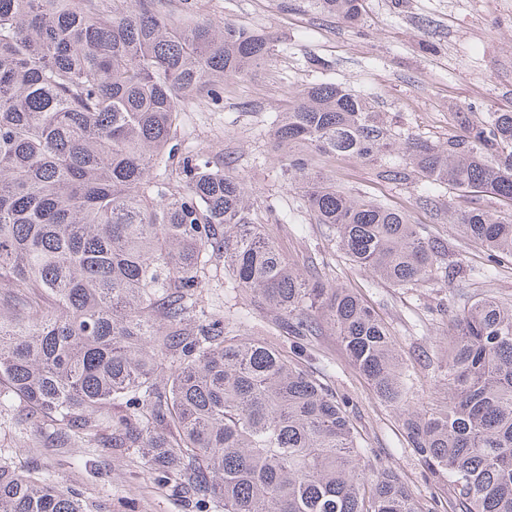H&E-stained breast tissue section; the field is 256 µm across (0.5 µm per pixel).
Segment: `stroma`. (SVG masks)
<instances>
[{"label": "stroma", "instance_id": "35a3bbf8", "mask_svg": "<svg viewBox=\"0 0 512 512\" xmlns=\"http://www.w3.org/2000/svg\"><path fill=\"white\" fill-rule=\"evenodd\" d=\"M197 7L214 21L269 33L275 47L264 65L226 86L223 104L201 98L184 104L177 126L183 151L202 150L230 162L282 252L296 260L321 259L323 278L354 290L375 311L409 371L407 403L429 407L440 393L437 368L455 312L487 292L512 299V259L501 261L494 279H481L487 253L449 222L448 210L507 211L512 202L442 188L426 206L419 201L420 182L383 181L377 163L315 157V169L338 185L404 211L427 239L445 246L447 280L431 288H397L356 269L329 242L326 227L312 222L299 191L284 180L288 158L275 148L270 131L287 110L290 93L315 82L367 97L392 130L431 143L461 135L468 122L486 113L512 111V0H365L354 23L328 17L315 0H199ZM198 308L223 316L226 329L238 330L244 315L249 333L279 336L277 313L250 305L224 274L201 288ZM279 338L282 347H290V337ZM302 362L349 399L350 415L368 446L400 471L421 501L446 499L447 485L426 477L398 413L348 363L333 329L311 338ZM31 438L16 409H0L1 464L21 471L38 463L51 480L80 490L104 512H191L169 486L153 480L136 455L78 444L37 447Z\"/></svg>", "mask_w": 512, "mask_h": 512}]
</instances>
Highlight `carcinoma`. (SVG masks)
<instances>
[{"label":"carcinoma","mask_w":512,"mask_h":512,"mask_svg":"<svg viewBox=\"0 0 512 512\" xmlns=\"http://www.w3.org/2000/svg\"><path fill=\"white\" fill-rule=\"evenodd\" d=\"M358 20L362 0H318ZM166 0H0V407L52 442L127 448L194 508L224 512H437L376 458L349 400L300 361L330 327L349 364L398 412L409 446L446 481L443 512H512V301L466 303L448 332L429 410L405 399L386 324L350 289L288 259L256 222L224 159L180 153L182 105H218L265 63L270 36ZM273 140L287 179L354 266L398 288L440 279L445 248L405 213L315 172V155L379 164L512 202V112H491L434 145L388 128L371 103L317 83L290 96ZM487 251L491 279L512 258V214L451 210ZM278 313L293 351L195 310L212 262ZM125 413H106L107 406ZM0 512H89L77 490L0 466Z\"/></svg>","instance_id":"1"}]
</instances>
